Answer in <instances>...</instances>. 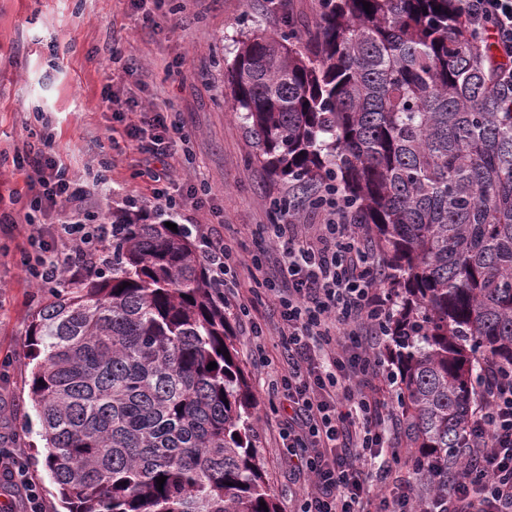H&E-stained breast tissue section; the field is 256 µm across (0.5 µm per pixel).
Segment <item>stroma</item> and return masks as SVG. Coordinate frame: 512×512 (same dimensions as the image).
<instances>
[{
	"instance_id": "stroma-1",
	"label": "stroma",
	"mask_w": 512,
	"mask_h": 512,
	"mask_svg": "<svg viewBox=\"0 0 512 512\" xmlns=\"http://www.w3.org/2000/svg\"><path fill=\"white\" fill-rule=\"evenodd\" d=\"M281 13L259 0H0V210L24 223L30 212L26 175L15 167L25 142L50 138L67 179L82 187L84 223L114 220L124 196L152 211L149 170L166 171L168 191L209 192L199 207L176 211L192 239L201 229L225 234L243 261L266 248L272 198L288 186L251 160L250 137L231 110L230 66L236 42L273 33ZM134 100L167 104L187 143L163 158L113 148L114 110ZM25 237L0 229V436L17 433L30 407L29 372L21 364L29 319L39 302L22 263ZM271 301L256 292L251 317L234 321L239 356L256 401L255 447L277 512H295L308 483L288 467L283 411L264 390L281 351ZM260 343H253L252 333Z\"/></svg>"
}]
</instances>
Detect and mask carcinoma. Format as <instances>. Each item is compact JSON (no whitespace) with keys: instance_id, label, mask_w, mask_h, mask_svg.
Returning a JSON list of instances; mask_svg holds the SVG:
<instances>
[{"instance_id":"cac0c4a2","label":"carcinoma","mask_w":512,"mask_h":512,"mask_svg":"<svg viewBox=\"0 0 512 512\" xmlns=\"http://www.w3.org/2000/svg\"><path fill=\"white\" fill-rule=\"evenodd\" d=\"M504 65L458 0H318L313 26L288 16L248 34L231 64L254 158L298 198L338 186L377 240L417 471L466 447L479 364L512 365ZM165 222L126 212L104 269L63 277L31 316L23 364L45 466L68 512H277L224 288Z\"/></svg>"}]
</instances>
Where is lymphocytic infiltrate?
<instances>
[{"label":"lymphocytic infiltrate","instance_id":"obj_1","mask_svg":"<svg viewBox=\"0 0 512 512\" xmlns=\"http://www.w3.org/2000/svg\"><path fill=\"white\" fill-rule=\"evenodd\" d=\"M459 2L470 25L512 61V0ZM181 132L156 106L125 124L123 137L140 153L159 157ZM18 163L34 205L82 199L83 190L71 186L61 160L45 147L30 145ZM316 209L323 224L270 225L269 245L278 255L265 279L261 258L243 263L224 236L200 235L202 257L224 287L257 276L277 299L283 351L275 390L288 413V459L310 481L299 512H512V370L494 366L486 371L484 403L469 422L464 466L430 472V483L447 485V494L420 502L415 475L398 478L392 494L377 489L393 469L381 457L393 412L374 389L386 371L379 348L391 296L380 286L367 239L349 222L344 198L330 191ZM111 237L109 225L76 219L39 230L37 254L26 262L32 282L48 288L66 268L95 265ZM372 460L377 469H369Z\"/></svg>","mask_w":512,"mask_h":512}]
</instances>
